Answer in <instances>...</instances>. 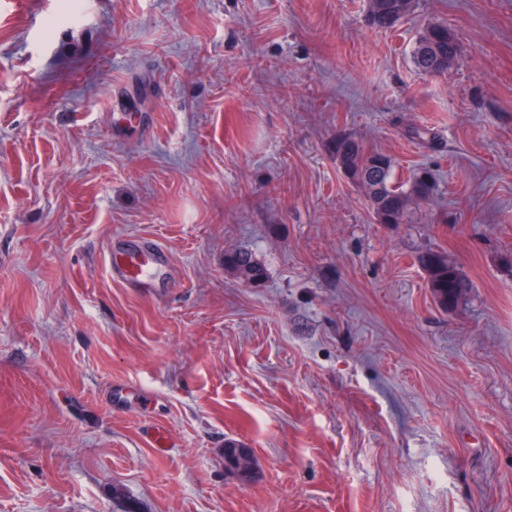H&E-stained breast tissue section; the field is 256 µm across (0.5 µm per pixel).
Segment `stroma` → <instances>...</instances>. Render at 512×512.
Listing matches in <instances>:
<instances>
[{
  "instance_id": "35a3bbf8",
  "label": "stroma",
  "mask_w": 512,
  "mask_h": 512,
  "mask_svg": "<svg viewBox=\"0 0 512 512\" xmlns=\"http://www.w3.org/2000/svg\"><path fill=\"white\" fill-rule=\"evenodd\" d=\"M367 8L0 0V512H512V0ZM433 23L460 52L429 77ZM340 131L435 198L378 223ZM126 237L165 250L151 287L110 278ZM403 1L406 0H376L373 14L367 19L369 25L383 31L394 29L410 14ZM433 30L446 35V39L432 41L426 38L425 34ZM451 37L457 42L455 35L443 24H431L426 28L417 39L412 51L413 63L420 74L442 75L454 68V59H448V39ZM224 268L250 286L261 285L266 278V267L252 251L232 249L224 253ZM418 266L427 277L434 303L442 310L453 307L449 301L461 302L471 288L470 281L448 260V255L428 249L416 257ZM239 448H247L246 444L234 438L224 441V469L226 472L242 482H250L254 478L253 455L249 459H242Z\"/></svg>"
}]
</instances>
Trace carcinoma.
Listing matches in <instances>:
<instances>
[{"mask_svg":"<svg viewBox=\"0 0 512 512\" xmlns=\"http://www.w3.org/2000/svg\"><path fill=\"white\" fill-rule=\"evenodd\" d=\"M410 14L403 0H376L369 25L378 30L394 29ZM446 35L442 41L420 36L413 48V63L422 75L448 73V39L453 34L442 24H431L426 31ZM333 153L340 167L365 188L371 209L380 224H405L410 221L415 206L429 201L435 192L432 175L426 170L411 173L406 180L393 177L392 159L379 151L368 150L361 141L345 134H336ZM418 266L427 277L434 303L448 310V302H461L471 288L470 281L448 260V255L428 249L416 257ZM224 268L250 286L261 285L266 267L252 251L232 249L224 252ZM246 444L234 438L224 441V469L242 482L254 478L253 459H242L239 449Z\"/></svg>","mask_w":512,"mask_h":512,"instance_id":"cac0c4a2","label":"carcinoma"}]
</instances>
